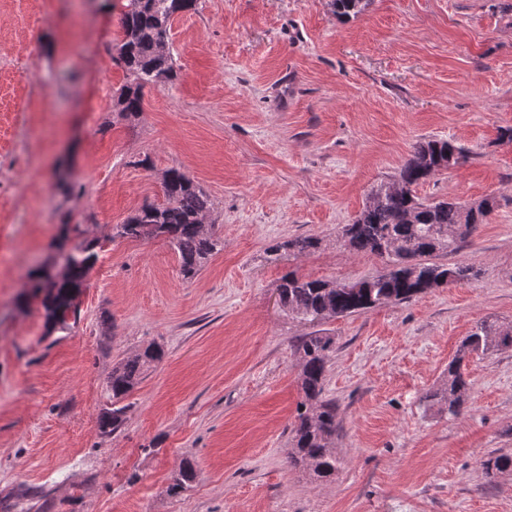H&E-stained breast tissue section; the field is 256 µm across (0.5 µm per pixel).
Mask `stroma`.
Instances as JSON below:
<instances>
[{
	"mask_svg": "<svg viewBox=\"0 0 512 512\" xmlns=\"http://www.w3.org/2000/svg\"><path fill=\"white\" fill-rule=\"evenodd\" d=\"M125 3L0 0V512H27L33 488L49 512H512V472L490 486L482 467L512 454V349L468 356L459 416L425 400L477 323L512 325V0H369L347 21L330 0H198L172 21L176 78L147 86L132 119L113 59ZM440 138L466 157L417 196L496 200L439 257L475 278L319 322L284 308L288 272L382 270L338 233L415 143ZM172 168L224 241L190 278L165 240L116 234L163 202ZM82 235L100 249L77 319L47 330L28 273L60 272ZM301 235L319 249L269 259ZM314 332L336 340L329 482L288 465L293 345ZM153 342L163 361L102 436L113 364ZM186 460L195 480L169 493Z\"/></svg>",
	"mask_w": 512,
	"mask_h": 512,
	"instance_id": "35a3bbf8",
	"label": "stroma"
}]
</instances>
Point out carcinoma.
I'll return each mask as SVG.
<instances>
[{"instance_id":"carcinoma-1","label":"carcinoma","mask_w":512,"mask_h":512,"mask_svg":"<svg viewBox=\"0 0 512 512\" xmlns=\"http://www.w3.org/2000/svg\"><path fill=\"white\" fill-rule=\"evenodd\" d=\"M197 0H127L120 25L123 33L115 62L131 77L118 96L119 112L135 118L142 111L143 89L148 84L171 81L177 77L174 60L167 48L173 17L196 9ZM368 0H331L336 16L349 20L361 14ZM464 149L445 139L420 141L412 147L401 165L391 190L381 183L372 188L369 199L357 218L342 226L339 241L353 254H370L386 260L384 271L369 278L336 287L324 279H310L289 272L277 284L281 304L304 319L343 317L383 305L403 304L428 291L475 276L473 268L440 264L433 258L455 250L478 226L485 223L491 202L486 198L472 208L453 200L425 201L415 194V187L430 181L448 169V157L462 156ZM164 203L145 204L118 225V235L135 240L161 238L178 254L187 275L199 272L209 257L220 251L223 243L206 228L210 209L208 196L181 170L173 168L163 178ZM466 230L448 239L441 233L460 226ZM320 246L313 236H297L269 247L273 260L281 253L295 257ZM96 242L85 238L72 250L62 273L30 275L31 294L40 299L47 326L52 330L69 328L70 317L77 316L79 299L87 288V276L97 258ZM512 348V327L483 322L466 336L457 356L448 364V383L429 392L425 401L443 404L448 415L457 416L466 402L469 382L462 371L466 356L478 350ZM331 336L311 334L293 345L299 364L302 399L297 405L292 429V448L288 464L301 467L309 475L330 480L336 476L341 459L332 443L339 422L336 404L324 399L327 363L335 351ZM158 346H148L131 359L112 367L109 390L110 407L99 415L101 433L118 431L126 420L130 405L125 400L141 382L149 368L162 359ZM512 468V456L500 454L483 463L487 483ZM196 476L192 463L184 462L169 492L176 493Z\"/></svg>"}]
</instances>
